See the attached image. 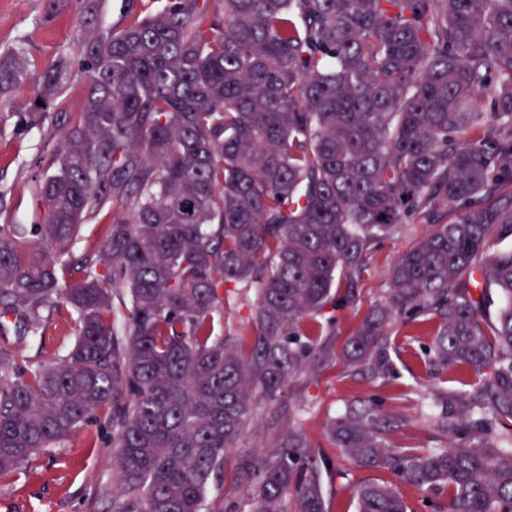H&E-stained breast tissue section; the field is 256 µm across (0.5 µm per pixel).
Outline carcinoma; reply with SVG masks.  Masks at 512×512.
Returning a JSON list of instances; mask_svg holds the SVG:
<instances>
[{"label": "carcinoma", "instance_id": "carcinoma-1", "mask_svg": "<svg viewBox=\"0 0 512 512\" xmlns=\"http://www.w3.org/2000/svg\"><path fill=\"white\" fill-rule=\"evenodd\" d=\"M118 29L93 26L85 103L37 190L42 224L0 225V317L17 342L44 313H77L70 352L24 367L0 348V484L112 407L114 512H205L261 399L330 358L314 321L355 305L367 254L404 224L434 225L392 265L389 295L346 343V363L397 379L383 325L437 318L424 364L474 375L435 394L451 448H390L374 399L327 433L356 465L448 492L439 512H512V0H160ZM69 60L32 72L0 52V94L32 80L47 112ZM112 223L70 257L89 211ZM454 218L442 221V211ZM253 288L251 337L224 335V291ZM503 304L485 326L480 287ZM128 298L123 330L114 299ZM510 425H505V422ZM235 478L251 512H330L298 429ZM356 512H409L397 489H353Z\"/></svg>", "mask_w": 512, "mask_h": 512}]
</instances>
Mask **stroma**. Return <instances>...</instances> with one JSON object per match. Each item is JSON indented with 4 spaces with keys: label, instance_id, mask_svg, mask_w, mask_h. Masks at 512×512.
<instances>
[{
    "label": "stroma",
    "instance_id": "35a3bbf8",
    "mask_svg": "<svg viewBox=\"0 0 512 512\" xmlns=\"http://www.w3.org/2000/svg\"><path fill=\"white\" fill-rule=\"evenodd\" d=\"M85 0H0V52L18 49L35 69H43L59 57L73 63L83 59V35L79 19ZM34 93L33 84L21 85L0 97V224H39L43 213L36 189L44 180L49 160L65 126L82 110L85 88L72 80L56 101V113L45 117L23 111ZM432 230L428 224L404 225L394 236L381 241L369 255V266L360 283L356 306L327 307L318 321L322 337L332 348L325 367L294 379L280 401L259 403L224 463L223 485H209L207 512H251L255 488L235 480L237 458L275 447L288 429L301 427L313 453L318 454L330 512H356L354 486L376 482L398 488L410 512H429L425 494L402 484L390 470H366L335 448L326 424L343 405L356 398H376L393 424L385 440L392 447L449 448L453 442L430 424L429 412L436 389L456 392L470 382L469 372L456 366L427 375L421 367L423 348L433 340L436 320L418 324L395 315L384 332L398 377L385 386L366 382L349 368L344 345L364 317L385 300L389 271L396 258ZM257 300L253 289H236L224 302V331L239 337L250 334V318ZM77 314L72 308L42 319L38 331L24 344L14 334L0 333V346L18 345L19 356L30 363L65 356L72 342ZM111 410L95 411L91 420L67 440L39 455L29 472L0 484V512L16 505V512H113L114 462L104 445L110 436Z\"/></svg>",
    "mask_w": 512,
    "mask_h": 512
}]
</instances>
